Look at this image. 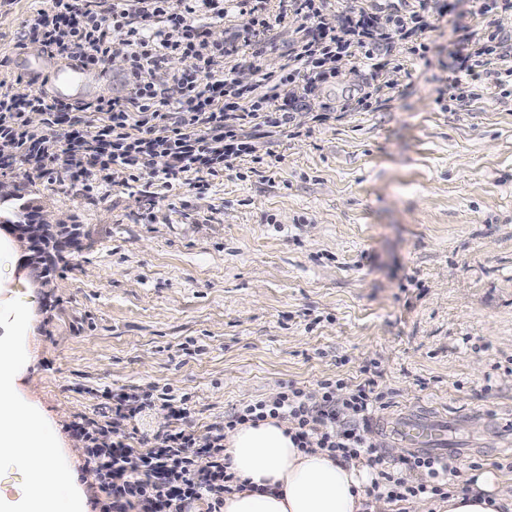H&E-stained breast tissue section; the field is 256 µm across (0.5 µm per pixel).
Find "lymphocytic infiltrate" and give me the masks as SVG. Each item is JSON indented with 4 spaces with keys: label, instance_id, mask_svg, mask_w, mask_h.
<instances>
[{
    "label": "lymphocytic infiltrate",
    "instance_id": "obj_1",
    "mask_svg": "<svg viewBox=\"0 0 512 512\" xmlns=\"http://www.w3.org/2000/svg\"><path fill=\"white\" fill-rule=\"evenodd\" d=\"M52 0L31 13L16 35L20 48L36 46L69 61L100 65L121 60L125 93L74 106L50 99L40 88L21 87L0 76V172L27 166L38 179H69L86 192L109 182L131 186L142 180L169 188L177 183L209 188L234 162H265L264 140L286 132L319 86L361 60L380 76L393 44L425 53L431 24L423 12L353 4L332 8L330 0ZM246 25L209 37L230 11ZM294 15L278 70L261 57L275 24ZM457 66L471 80L497 87L512 82V38L498 30L475 33ZM188 57L187 69L171 68ZM41 114V125L28 116ZM166 407L176 428L156 433L131 424L155 406ZM383 406L374 379L342 393L332 379L307 391L283 384L279 393L232 408L197 444L180 423L190 415L187 398L135 387L112 396L111 419H81L74 426L86 463L95 473L96 512H223L224 497L241 490L224 460V432L246 423L281 417L292 424L299 448H324L342 462L367 458L381 479L371 494L390 499L447 496L454 470L442 457L412 453L387 459L376 449L369 426Z\"/></svg>",
    "mask_w": 512,
    "mask_h": 512
}]
</instances>
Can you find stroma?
<instances>
[{
    "instance_id": "obj_1",
    "label": "stroma",
    "mask_w": 512,
    "mask_h": 512,
    "mask_svg": "<svg viewBox=\"0 0 512 512\" xmlns=\"http://www.w3.org/2000/svg\"><path fill=\"white\" fill-rule=\"evenodd\" d=\"M50 6L0 0V73L23 57L21 22ZM486 27L512 34V14L462 0L434 21L426 57L393 45L389 101L343 111L370 79L359 65L309 98L300 134L267 137L264 175L241 161L203 194L141 182L89 196L23 165L0 175L80 233L46 285L18 272L0 288V316L28 310L20 392L86 499L98 488L69 424L101 419L104 392L148 385L188 397L202 442L282 382L370 377L386 415L434 414L455 487L475 467L512 470V96L455 98L454 55ZM328 106L341 116L311 122Z\"/></svg>"
}]
</instances>
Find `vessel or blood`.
Returning a JSON list of instances; mask_svg holds the SVG:
<instances>
[{"label":"vessel or blood","mask_w":512,"mask_h":512,"mask_svg":"<svg viewBox=\"0 0 512 512\" xmlns=\"http://www.w3.org/2000/svg\"><path fill=\"white\" fill-rule=\"evenodd\" d=\"M22 73L28 83H49L52 99L63 103L99 98L106 75L101 66H65L49 54L38 52L25 58ZM376 426L383 438L404 441L417 452L438 434L437 427L424 413L383 418L377 420Z\"/></svg>","instance_id":"obj_1"}]
</instances>
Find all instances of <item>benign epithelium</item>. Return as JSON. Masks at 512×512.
Listing matches in <instances>:
<instances>
[{
  "mask_svg": "<svg viewBox=\"0 0 512 512\" xmlns=\"http://www.w3.org/2000/svg\"><path fill=\"white\" fill-rule=\"evenodd\" d=\"M0 222L29 252V268L51 264L77 246V229L40 207L21 204L14 209L12 217H1Z\"/></svg>",
  "mask_w": 512,
  "mask_h": 512,
  "instance_id": "1",
  "label": "benign epithelium"
}]
</instances>
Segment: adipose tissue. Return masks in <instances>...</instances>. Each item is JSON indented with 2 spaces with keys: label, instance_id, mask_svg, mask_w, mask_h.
I'll return each instance as SVG.
<instances>
[{
  "label": "adipose tissue",
  "instance_id": "ef3b65f1",
  "mask_svg": "<svg viewBox=\"0 0 512 512\" xmlns=\"http://www.w3.org/2000/svg\"><path fill=\"white\" fill-rule=\"evenodd\" d=\"M28 330L25 308H16L0 341V463L30 466L29 449L44 451L37 492L11 503V512H85L82 495L58 447L45 413L23 400L17 379L29 358L15 343ZM288 420L269 418L226 430L224 453L231 471L247 481L244 490L224 497V512H393L383 498L369 496L367 487L377 469L343 464L319 448H297ZM69 488L59 502V488ZM404 512H512V473L488 468L471 475L468 490L449 489L447 500L420 495L402 504Z\"/></svg>",
  "mask_w": 512,
  "mask_h": 512
}]
</instances>
